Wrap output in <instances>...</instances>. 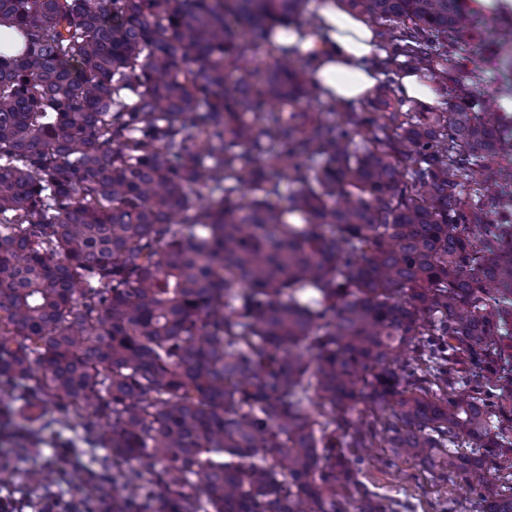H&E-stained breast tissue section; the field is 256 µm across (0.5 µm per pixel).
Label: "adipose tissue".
I'll return each mask as SVG.
<instances>
[{"instance_id": "ef3b65f1", "label": "adipose tissue", "mask_w": 512, "mask_h": 512, "mask_svg": "<svg viewBox=\"0 0 512 512\" xmlns=\"http://www.w3.org/2000/svg\"><path fill=\"white\" fill-rule=\"evenodd\" d=\"M316 23L311 30L280 28L276 44L298 46L311 61V84L323 100L352 106L367 100L383 75L377 65L387 51L377 30L348 0H317ZM394 79L406 100L434 106L444 91L425 72L396 68Z\"/></svg>"}]
</instances>
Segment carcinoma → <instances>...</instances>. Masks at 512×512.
<instances>
[{
	"mask_svg": "<svg viewBox=\"0 0 512 512\" xmlns=\"http://www.w3.org/2000/svg\"><path fill=\"white\" fill-rule=\"evenodd\" d=\"M306 2L0 0V387L112 452V512H396L353 453L382 445L512 512V133L399 97L289 122ZM352 2L386 73L462 89L464 0Z\"/></svg>",
	"mask_w": 512,
	"mask_h": 512,
	"instance_id": "obj_1",
	"label": "carcinoma"
}]
</instances>
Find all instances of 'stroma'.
<instances>
[{
	"mask_svg": "<svg viewBox=\"0 0 512 512\" xmlns=\"http://www.w3.org/2000/svg\"><path fill=\"white\" fill-rule=\"evenodd\" d=\"M483 15V23L466 44L457 47L453 62L477 72V86L467 103L478 110L496 98L506 119L512 120V68L483 59L475 51L478 41L493 39L501 24H512V0H470ZM13 418L0 419V454L11 460L12 475L0 492L14 499L37 500L50 495L61 502L80 500L92 474L111 471L106 450L91 447L80 432L55 419L51 407L41 416L27 418L20 389L10 391ZM386 448H369L363 453L361 480L372 490L406 503L412 512H475L479 491L476 479L450 476L442 480L423 470L415 461H390ZM51 467L56 474L45 485L32 484L29 471Z\"/></svg>",
	"mask_w": 512,
	"mask_h": 512,
	"instance_id": "stroma-1",
	"label": "stroma"
}]
</instances>
